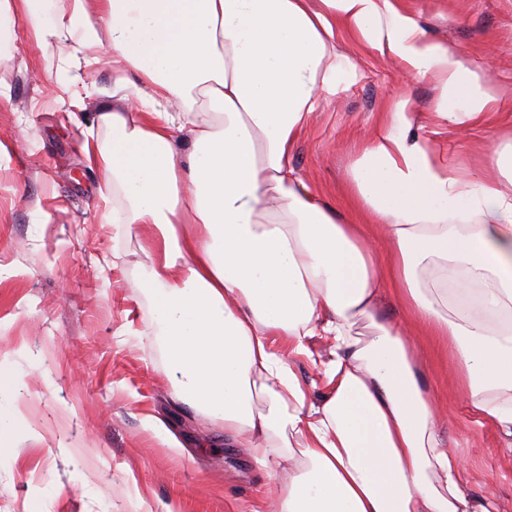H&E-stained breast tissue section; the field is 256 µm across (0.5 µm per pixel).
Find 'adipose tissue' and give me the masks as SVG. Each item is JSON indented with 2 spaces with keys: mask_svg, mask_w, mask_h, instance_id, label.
Returning a JSON list of instances; mask_svg holds the SVG:
<instances>
[{
  "mask_svg": "<svg viewBox=\"0 0 512 512\" xmlns=\"http://www.w3.org/2000/svg\"><path fill=\"white\" fill-rule=\"evenodd\" d=\"M0 0V46L17 23L39 46L79 52L108 39L109 146L92 156L112 186V221L153 225L143 286L174 397L286 483L272 512H497L462 488L464 461L442 448L439 402L418 382L416 327L446 337L468 379L477 424L512 437V150L461 181L424 140H409V101L352 167L361 209L384 225L379 255L359 225L323 202L290 163L323 97L357 66L337 27L441 89L433 115L483 122L493 87L468 54L429 39L400 0ZM395 282L417 325L379 319ZM456 300H449V290ZM374 329L356 338V319ZM307 353L327 337L328 390L310 401L271 339Z\"/></svg>",
  "mask_w": 512,
  "mask_h": 512,
  "instance_id": "obj_1",
  "label": "adipose tissue"
}]
</instances>
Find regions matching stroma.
Listing matches in <instances>:
<instances>
[{"label":"stroma","instance_id":"stroma-1","mask_svg":"<svg viewBox=\"0 0 512 512\" xmlns=\"http://www.w3.org/2000/svg\"><path fill=\"white\" fill-rule=\"evenodd\" d=\"M429 38L483 67L496 101L479 125L437 122L439 86L404 76L402 62L336 31L355 83L324 99L298 139V176L350 220L352 166L383 131L393 101L410 100L411 136L429 141L465 178L482 175L512 142V0H402ZM0 65V366L23 388L0 395L18 413L12 455L0 459V512H262L273 488L245 441L226 443L210 422L173 399L150 336L143 288L150 263L140 234L118 233L103 175L86 150L111 134L93 116L112 102L109 51L37 47L17 24ZM424 390L445 408L442 438L464 460L465 492L512 512V438L478 427L448 347L419 339ZM288 362L312 397L326 388L331 347L321 338Z\"/></svg>","mask_w":512,"mask_h":512}]
</instances>
